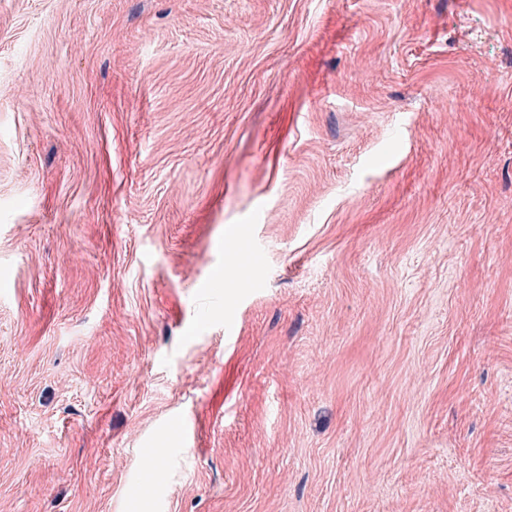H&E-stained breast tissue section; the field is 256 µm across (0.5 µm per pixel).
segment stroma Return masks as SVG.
<instances>
[{
  "mask_svg": "<svg viewBox=\"0 0 512 512\" xmlns=\"http://www.w3.org/2000/svg\"><path fill=\"white\" fill-rule=\"evenodd\" d=\"M0 512H512V0H0Z\"/></svg>",
  "mask_w": 512,
  "mask_h": 512,
  "instance_id": "35a3bbf8",
  "label": "stroma"
}]
</instances>
